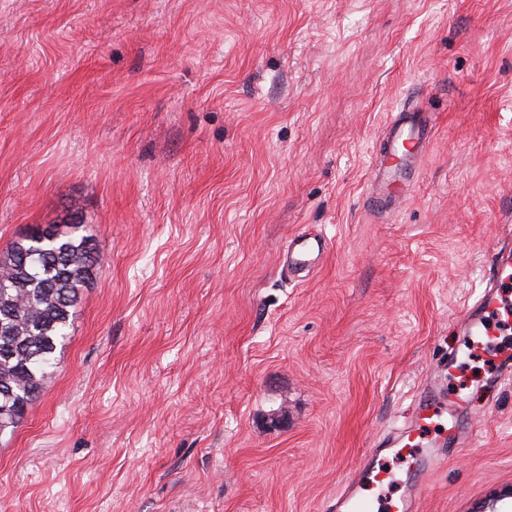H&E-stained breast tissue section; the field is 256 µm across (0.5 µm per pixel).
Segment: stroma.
<instances>
[{"label":"stroma","mask_w":512,"mask_h":512,"mask_svg":"<svg viewBox=\"0 0 512 512\" xmlns=\"http://www.w3.org/2000/svg\"><path fill=\"white\" fill-rule=\"evenodd\" d=\"M404 109L431 144L376 213ZM50 224L98 262L0 512H336L436 384L422 512L512 486V329L460 326L512 248V0H0V255ZM326 244L321 236L310 233H301L288 243L287 251L283 258V266L288 272L298 273L301 270H309V261L313 255L319 256L325 252ZM459 408L460 405L457 402H448V408L444 401L426 403L418 408L412 427L417 430H421L429 423H432L435 417H441L448 411V418L451 420V427L448 428V431H455L457 428V415Z\"/></svg>","instance_id":"stroma-1"}]
</instances>
